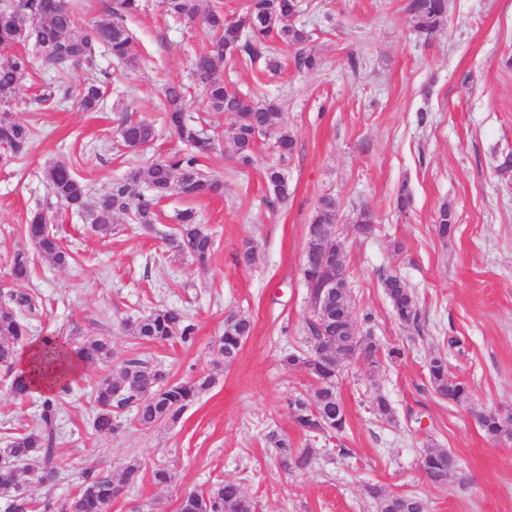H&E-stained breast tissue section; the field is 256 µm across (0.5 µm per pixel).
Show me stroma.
<instances>
[{"mask_svg": "<svg viewBox=\"0 0 512 512\" xmlns=\"http://www.w3.org/2000/svg\"><path fill=\"white\" fill-rule=\"evenodd\" d=\"M408 0H301L299 27L305 48L321 60L299 71L294 48L277 46L279 74L261 66L224 61V82L233 90L277 101L295 137V152L280 160L260 140L255 163L237 164L224 131L223 114L208 111L192 74L196 55L212 36L167 16L161 0H143L128 17L131 59H97L105 96L97 111L73 102L84 69L66 75L51 105L34 98L42 74L28 75L16 91L14 119L33 133L21 158L0 159V282L13 253L29 248L24 224L42 210L74 253L68 265L34 257L29 281L40 309L32 333L105 337L107 361L84 366L60 409L59 452L70 467L55 485L35 488L32 473L20 481L54 512H66L80 472L96 469L120 479L130 463L144 473L124 487L108 512H176L182 493L208 491L232 480L256 504L255 512H375L366 493L418 497L425 512H512V439L493 440L477 415L512 413V0H447L444 26L419 32ZM184 84L188 121L214 141L202 160L205 173L223 181L222 194L195 201L201 224L215 244L205 267L172 252L185 201L171 196L158 207L154 231L116 215L113 231H90L84 217L57 202L44 173L70 160L92 197L109 193L144 159L182 150L164 122L165 84ZM151 122L156 136L137 152L121 143L117 127L126 110ZM281 165L289 196L278 201L264 178ZM407 188L411 203L395 199ZM338 203L337 233L344 243L355 313H372L371 330L382 350L400 349L382 361L374 377L362 364L346 366L339 380L348 426L339 435L304 432L294 422L289 398L311 396L313 383L281 357L306 346L308 315L302 277L306 228L320 199ZM454 228L440 238V207ZM376 221L357 234L362 210ZM255 259L244 263V243ZM397 275L419 303L418 325L401 324L384 293L383 280ZM158 305L186 311L197 326L192 344L143 343L126 321ZM235 314L253 329L236 360L217 352L224 321ZM461 339V349L448 346ZM437 351L448 355V376L464 381L470 399L448 403L430 386L426 364ZM162 365L176 381L213 375L214 385L196 397L175 423L143 428L122 412L119 431H93L89 393L127 361ZM391 403L392 418L376 415L375 393ZM41 402L17 403L0 385V445L12 432L35 425ZM292 450L311 448L308 470L284 468L274 439ZM448 449L457 460L446 484H431L419 468L428 446ZM167 468L170 484H155L154 469Z\"/></svg>", "mask_w": 512, "mask_h": 512, "instance_id": "35a3bbf8", "label": "stroma"}]
</instances>
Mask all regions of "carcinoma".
Instances as JSON below:
<instances>
[{"instance_id":"carcinoma-1","label":"carcinoma","mask_w":512,"mask_h":512,"mask_svg":"<svg viewBox=\"0 0 512 512\" xmlns=\"http://www.w3.org/2000/svg\"><path fill=\"white\" fill-rule=\"evenodd\" d=\"M163 5L169 14L190 25L201 23L213 35L211 49L195 58L192 75L202 88L206 107L230 116L227 133L236 148V161L244 166L253 164V148L260 136L274 140L280 159L292 156L295 139L277 103L256 100L227 88L219 63L228 57L247 66L261 61L266 69L275 72L279 69L274 57L275 45L283 43L299 47L294 58L296 69H315L319 59L304 49L308 33L291 23L297 13L296 0H244L241 12L231 22L224 21L221 11L200 12L198 0H163ZM139 8L140 0H118L117 7L96 21L90 33L72 36L73 12L69 0H0V52L22 43L36 48L34 54L14 53L0 61L1 149L15 158L29 149L32 131L12 118L10 108L18 86L36 70L58 78L71 69L85 68L87 78L80 92V106L89 112L97 108L103 83L94 69L95 59L103 47L108 48L118 61L130 59L132 37L125 19ZM408 10L420 30L433 32L444 25L447 0H409ZM164 97L165 121L189 147L188 151L146 161L94 204L90 203L86 184L69 162L58 160L48 169L47 179L54 196L68 208L84 214L93 231L102 235L112 233V220L117 213L126 214L133 223L151 230L158 223L157 206L162 198L176 195L194 201L221 191L222 183L201 170V158L214 149V143L201 137L199 131L186 121L182 88L169 85ZM119 135L128 148L145 147L154 138V126L144 120L127 118L119 126ZM265 174L276 198L286 200L288 182L281 169L270 166ZM335 207L334 201L321 200L307 225L306 236L314 233L336 236V213L332 212ZM177 220V231L167 239V244L175 252L187 254L200 264L205 263L213 244L198 223L196 212L186 208L178 214ZM24 233L38 255L59 266L67 263L70 254L58 231L48 225L44 213L31 214L24 225ZM31 269L29 252L25 249L15 251L9 269L12 281L28 280ZM302 275L308 291L310 315L329 307L339 320L328 324L306 320L304 330L308 348L290 351L283 357L284 365L302 367L316 383L313 401L296 396L289 400V407L296 423L307 432L342 433L348 419L337 388L344 368L353 360L344 355L333 363L324 362L312 352L313 344L328 341L344 352L356 349L367 354L368 375L372 377L380 368V348L371 332L365 333L363 328L372 322L373 316L354 313L348 287L342 296L327 302L322 290L324 271L319 265L303 266ZM383 286L397 319L405 325L417 324L419 309L414 292L397 276L385 278ZM35 313L36 304L27 293L9 290L0 298V373L17 400H24L31 393V380L19 373L17 356L19 347L29 343V317ZM129 326L135 338L156 343L178 339L188 344L196 333V325L185 313L164 305L153 308ZM250 332L248 319L236 315L226 318L224 333L218 340V350L225 363L235 360ZM37 341L39 352L30 372L40 380L46 378L49 368L64 356H74L85 364H97L111 355L110 342L105 338L78 340L72 336L47 335L38 337ZM427 373L431 387L439 396L455 404L469 400L468 387L448 378L445 356L439 353L431 356ZM214 383L215 378L211 375L193 382H173L169 372L149 367L139 360H129L119 374L105 378L95 388L94 430L102 437L114 434L118 429L114 413L126 408L136 409L137 422L142 426L175 423L196 396ZM70 388L69 380L57 384L54 392L44 397L36 426L13 433L0 448V499L6 501L5 512H33L40 508L43 512H51L52 503L48 500L39 502L31 495L18 496L20 474L22 466L31 460L39 463V473L57 479L67 471V463L57 451V417L60 399L70 392ZM479 424L491 438H512V414L505 417L496 413L483 414ZM275 444L282 466L299 471L308 469L311 449L294 452L282 439L276 440ZM455 464L454 456L441 448L426 449L420 460L424 475L437 485L448 481ZM142 479L141 467L131 464L125 468L120 483L132 485ZM118 484L108 473L94 470L82 473L78 490L67 505L68 512H107ZM369 495L376 512H398L400 509L419 512L421 509V502L415 496L397 500L377 487L369 488ZM178 512H255V504L238 483L225 481L205 494H185L178 504Z\"/></svg>"}]
</instances>
